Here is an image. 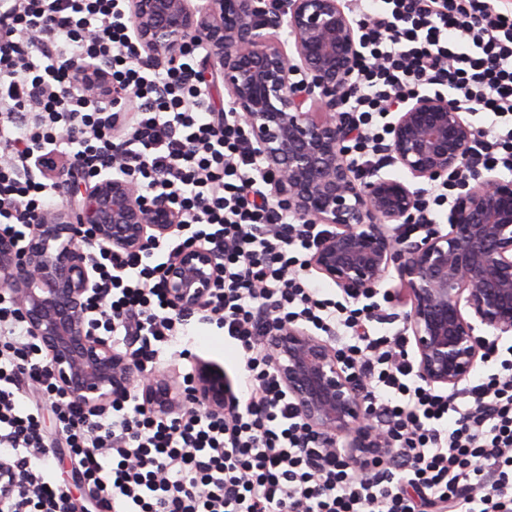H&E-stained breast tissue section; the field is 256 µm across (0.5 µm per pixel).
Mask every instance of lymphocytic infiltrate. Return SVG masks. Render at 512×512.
Masks as SVG:
<instances>
[{
    "instance_id": "f902f5d3",
    "label": "lymphocytic infiltrate",
    "mask_w": 512,
    "mask_h": 512,
    "mask_svg": "<svg viewBox=\"0 0 512 512\" xmlns=\"http://www.w3.org/2000/svg\"><path fill=\"white\" fill-rule=\"evenodd\" d=\"M126 2L0 0V236L24 240L32 214L59 203L33 160L55 152L93 178L120 158L145 201L168 196L180 213L184 230L168 252L208 247L220 270L206 307L182 314L147 253L100 254L90 315L151 365L191 325L223 329L244 353L242 402L230 415L158 418L132 395L85 412L1 289L0 457L24 476L13 512L75 510L44 468L43 399L104 512H512V346L490 342L465 410L425 384L378 302L336 300L313 278L309 254L326 225L272 211L256 148L236 114L218 108L194 53L162 71L138 62ZM348 2L361 31L348 110L363 164L404 94L441 87L480 116L461 175L511 172L512 0ZM74 60L133 92L125 131L113 123L116 106L72 91ZM274 320L335 337L342 365L361 378L391 445L367 476L355 477L296 414L263 345Z\"/></svg>"
}]
</instances>
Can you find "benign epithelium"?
Masks as SVG:
<instances>
[{"label": "benign epithelium", "mask_w": 512, "mask_h": 512, "mask_svg": "<svg viewBox=\"0 0 512 512\" xmlns=\"http://www.w3.org/2000/svg\"><path fill=\"white\" fill-rule=\"evenodd\" d=\"M141 61L164 67L197 49L222 78L232 111L259 148L273 207L325 224L310 265L343 294L359 300L395 271L410 310L404 331L416 372L451 393L484 359L486 334L512 335V181L492 171L456 184L448 230L422 223L420 186L457 177L475 128L441 92L405 97L388 126L382 160L371 169L348 159L354 137L349 99L361 56L358 24L343 0H128ZM287 28L280 40L272 30ZM72 87L100 100L133 102L88 61L70 66ZM57 182L72 177L66 158L35 161ZM165 195L147 205L135 181L118 171L85 182L79 195L36 215L24 242L0 237V286L11 290L29 335L47 353L70 400L90 412L139 391L164 418L188 405L213 414L235 410L224 372L206 363L193 389L141 362L128 343L99 334L86 315L95 290L91 249L138 253L183 228ZM90 227L89 237L80 228ZM205 247L184 249L163 267L173 307H205L218 274ZM268 359L302 420L329 450L344 440L347 458L366 473L390 447L372 421L361 383L342 366L329 337L299 323H275L264 341ZM21 484L0 459V512Z\"/></svg>", "instance_id": "1"}]
</instances>
